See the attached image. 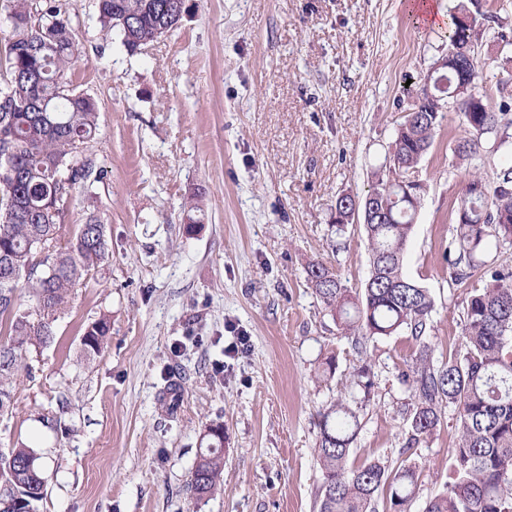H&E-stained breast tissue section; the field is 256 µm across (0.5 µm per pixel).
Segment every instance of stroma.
Wrapping results in <instances>:
<instances>
[{
  "instance_id": "stroma-1",
  "label": "stroma",
  "mask_w": 512,
  "mask_h": 512,
  "mask_svg": "<svg viewBox=\"0 0 512 512\" xmlns=\"http://www.w3.org/2000/svg\"><path fill=\"white\" fill-rule=\"evenodd\" d=\"M406 2L186 0L178 27L131 56L103 35L93 0H62L80 44L68 83L98 105L87 152L104 172L77 190L62 235L98 212L110 256L0 416V451L22 442L49 459L38 512H318V414L341 396L361 422L352 461L415 466L411 512L443 491L453 409L407 443L403 375L418 344L400 333L357 355L305 281L314 260L353 289L368 276L364 229L336 231V199L366 195L403 120L406 82L448 53L444 31ZM475 31L476 87L494 107L496 83L512 84V47L491 22ZM468 134L446 109L415 170L424 196L404 272L434 299L425 341L437 363L461 340L467 288L481 285H448L459 201L472 173L512 165L508 147L459 163L452 148ZM192 199L204 214L193 233ZM104 313L109 343L84 359L81 337ZM240 336L245 352L226 359ZM171 379L181 390L170 417L160 399ZM53 416L55 431L42 423ZM210 425L224 428V486L198 502L188 484Z\"/></svg>"
}]
</instances>
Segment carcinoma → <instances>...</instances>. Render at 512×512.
<instances>
[{"label":"carcinoma","mask_w":512,"mask_h":512,"mask_svg":"<svg viewBox=\"0 0 512 512\" xmlns=\"http://www.w3.org/2000/svg\"><path fill=\"white\" fill-rule=\"evenodd\" d=\"M479 0H464L448 21V48L475 37L465 18L478 11ZM102 32L117 31L126 51L139 54L173 29L186 13V0H95ZM12 30L0 61V415L14 407L21 379L33 378V355L54 342L55 323L67 312L76 288L96 278L109 259L107 225L93 212L61 243L63 221L74 193L101 179L86 155L97 135L98 108L93 98L66 88L67 72L77 61L78 43L59 0H12ZM476 59L448 64L433 84L410 96L420 111L398 125L388 149L404 170H413L432 146L444 118L443 101L458 83H473ZM464 116L470 137L454 147L461 161L481 157L482 139L493 134L497 151L512 127V104L491 110L478 100L452 102ZM369 191L376 206L364 225L370 272L364 286L349 288L321 261L307 265L306 281L336 324L353 337L357 353L370 343L407 331L419 343V356L408 384L412 411L409 443L431 435L443 411L456 415L458 443L443 492L423 512H512V267L489 263L486 252L512 246V165L489 181L473 176L457 209L448 246L451 280L466 283L477 270L484 285L466 292L460 347L434 363L422 342L434 309L428 289L403 273V258L421 196L407 199L395 171L381 166ZM336 230L349 224L354 198L337 199ZM53 258L42 266L37 248ZM29 305H17L20 291ZM110 333V318L90 323L81 353L99 355ZM317 458L322 475L318 512H377L378 497L388 493L392 512H410L418 482L416 467L389 469L378 459L350 461L359 415L338 399L320 413ZM190 478L198 500L221 489L224 430L207 427ZM41 455L19 445L0 452V512H37L44 498Z\"/></svg>","instance_id":"1"}]
</instances>
